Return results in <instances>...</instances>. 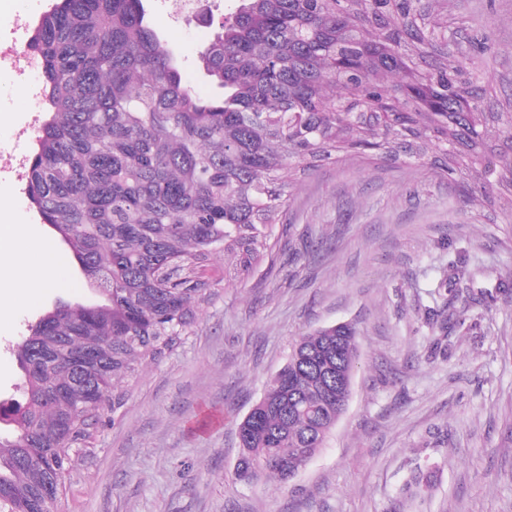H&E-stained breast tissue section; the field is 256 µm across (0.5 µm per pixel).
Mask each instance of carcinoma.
<instances>
[{
  "mask_svg": "<svg viewBox=\"0 0 512 512\" xmlns=\"http://www.w3.org/2000/svg\"><path fill=\"white\" fill-rule=\"evenodd\" d=\"M439 0H236L199 51L218 90L182 81L145 0H54L32 28L44 117L27 156L30 205L72 252L96 303L61 301L14 354L24 402L0 401V512L58 507L125 385L191 335L215 286L273 251L297 176L333 156L420 162L460 202L512 216V95L485 80L489 49ZM224 256V280L206 275ZM444 330L512 284L448 289ZM357 328L298 337L238 424L236 481L282 484L326 442L349 397ZM432 483L414 469L405 490Z\"/></svg>",
  "mask_w": 512,
  "mask_h": 512,
  "instance_id": "cac0c4a2",
  "label": "carcinoma"
}]
</instances>
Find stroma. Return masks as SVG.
<instances>
[{
	"mask_svg": "<svg viewBox=\"0 0 512 512\" xmlns=\"http://www.w3.org/2000/svg\"><path fill=\"white\" fill-rule=\"evenodd\" d=\"M48 2L0 0V67L17 47L14 13L31 22ZM149 3L184 81L211 95L198 52L225 0L183 23L164 0ZM443 7L473 19L492 48L489 79L512 92V0ZM0 100L3 140L41 106L20 76L0 80ZM25 186L0 174V220L33 242H55ZM458 254L485 271V287L512 280V221L463 206L447 179L411 162H323L295 186L272 262L220 289L194 333L130 382L125 405L74 461L59 512H512V299L439 340L426 323ZM17 289L0 282V399L19 395L14 349L29 325L56 301L97 299L68 258L34 302L14 304ZM338 323L357 326L358 360L327 446L288 485L236 482L238 422L298 336ZM419 464L433 485L403 496Z\"/></svg>",
	"mask_w": 512,
	"mask_h": 512,
	"instance_id": "1",
	"label": "stroma"
}]
</instances>
